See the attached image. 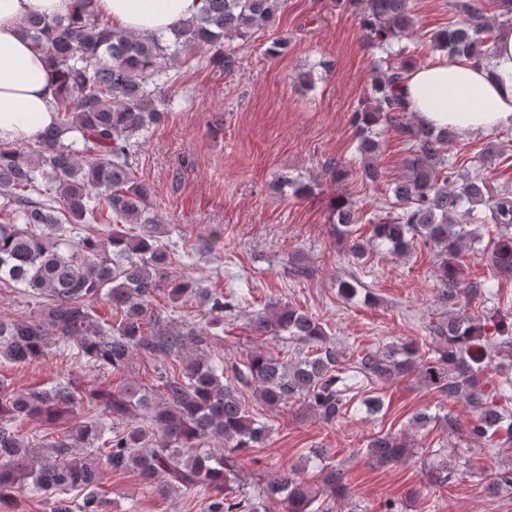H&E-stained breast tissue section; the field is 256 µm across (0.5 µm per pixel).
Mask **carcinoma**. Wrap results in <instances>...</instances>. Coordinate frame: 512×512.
Instances as JSON below:
<instances>
[{
	"label": "carcinoma",
	"instance_id": "obj_1",
	"mask_svg": "<svg viewBox=\"0 0 512 512\" xmlns=\"http://www.w3.org/2000/svg\"><path fill=\"white\" fill-rule=\"evenodd\" d=\"M347 3L362 16L367 46L386 53L381 59L386 68L378 70L372 95L350 119L363 174L372 183L381 178L375 163L381 125L405 138L409 155L388 211L368 219L370 237L352 238L362 217L345 196L334 205L333 232L342 241L352 240L350 252L358 262L373 246L402 255L421 239L438 248L442 295L462 299L464 306L438 329L442 347L437 356L426 358L408 343L363 350L348 367L344 355L326 342L319 322L275 305L256 314L257 329L285 332L316 349L287 360L255 349L228 375L223 362L212 363L203 351L214 330L224 326V317L240 313V302L183 278L168 282L169 299H202L206 310L200 320L171 331L163 311L153 306L172 254L157 240L150 212L154 191L136 177L134 165L143 131L164 117L158 108L159 77L183 51H211L232 69L234 53L224 51V38L273 24L282 0H204L200 16L173 26L168 44L160 36L112 25L94 9V0H81L77 16H30L23 21V34L58 76L55 119L29 144L0 140V194L9 195L0 210V283L20 286L33 298L46 297L49 304L40 317L0 318V365L40 358L52 334L62 355L111 374L123 373L139 349L163 363L164 394L128 381L88 388L73 379L17 392L0 380L1 507L10 505L28 482L32 495L54 496L51 512H102L99 486L109 467L136 471L143 485L163 495L211 488L216 494L207 498L204 512H275V504L281 512H324L318 504L322 496L348 497L345 473L334 466L321 489L289 469L253 497L239 493L237 456L264 443L271 430L249 411L243 392L253 391L270 409L299 399L333 424L350 411L349 371L355 378L379 381L414 369L432 390L473 408L470 439L491 443L504 431L512 435V414L500 407L501 401H512V383L499 386L485 379L499 350L512 349V309L490 316L494 333H488L481 318L467 310L485 282H465L455 263L473 234L466 226L493 224L499 238L487 256L488 282L512 281V190L490 196L483 175L455 173L447 152L457 133L411 120L399 90L415 64L409 46L402 44L416 26L410 0ZM495 6L494 26L484 0H448L458 20L434 33L430 43L450 59L490 63L500 38L494 27L512 25V0H495ZM70 132L77 141L66 143ZM123 223L139 225V232L118 230ZM288 264L294 275H309L302 252L292 253ZM102 299L110 309L108 320L93 308ZM187 348L198 355L181 359ZM78 409L85 420L66 428L62 439L47 448L35 450L21 434L28 420L65 423ZM108 420L124 427L114 430ZM212 439L222 447H205ZM409 452V443L392 434L371 436L365 448L380 465L402 461ZM430 469L433 483L443 485L456 462L437 454ZM503 486H512V467L491 474L487 489L494 493Z\"/></svg>",
	"mask_w": 512,
	"mask_h": 512
}]
</instances>
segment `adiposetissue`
Masks as SVG:
<instances>
[{"label":"adipose tissue","mask_w":512,"mask_h":512,"mask_svg":"<svg viewBox=\"0 0 512 512\" xmlns=\"http://www.w3.org/2000/svg\"><path fill=\"white\" fill-rule=\"evenodd\" d=\"M114 26L138 34H165L177 22L198 16L203 0H96ZM76 0H0V139L26 142L52 123L54 77L43 56L23 35L30 15L67 16ZM466 88L470 103L450 108L449 92ZM409 108L436 127L462 135L512 124V80L498 81L483 67L465 61L437 62L408 72L402 87Z\"/></svg>","instance_id":"obj_1"}]
</instances>
